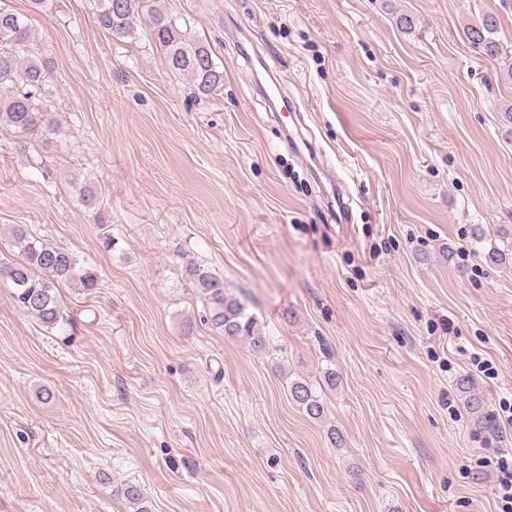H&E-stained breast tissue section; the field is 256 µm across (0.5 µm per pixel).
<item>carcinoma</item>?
I'll return each mask as SVG.
<instances>
[{"label":"carcinoma","mask_w":512,"mask_h":512,"mask_svg":"<svg viewBox=\"0 0 512 512\" xmlns=\"http://www.w3.org/2000/svg\"><path fill=\"white\" fill-rule=\"evenodd\" d=\"M101 28L121 40L134 33L140 17H145L151 36L164 51L171 71L183 75L204 95L216 91L224 81L211 47L191 39L181 30L178 18L160 5V0H92ZM497 19L487 14L464 28L468 43L489 58L501 54L495 39ZM34 41L31 19L0 7V128L18 133L49 135L57 130L54 113L45 103L46 66L32 52ZM13 245L22 255L19 262L0 258V281L13 288L16 306L43 326L51 329L63 320L58 286L75 283L92 291L98 287L97 273L80 266L68 249L34 236L24 224L11 229ZM189 280L204 296L206 322L224 337L244 340L254 349L269 348V340L246 308L227 295L224 278L210 268L189 260L185 265ZM457 390L463 406L473 414L481 413L485 397L476 392L467 377L458 379ZM288 397L310 420L323 421L326 405L305 379L288 383ZM133 512H151L149 501L137 483L127 482L114 489Z\"/></svg>","instance_id":"1"}]
</instances>
